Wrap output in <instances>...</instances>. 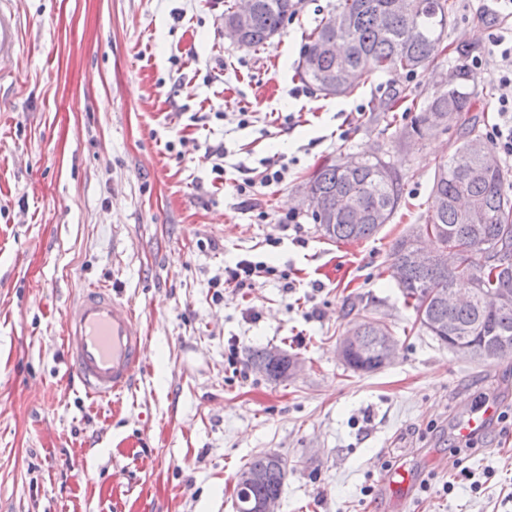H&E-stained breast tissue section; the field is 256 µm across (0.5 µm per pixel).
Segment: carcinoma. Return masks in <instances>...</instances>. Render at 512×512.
Masks as SVG:
<instances>
[{
	"label": "carcinoma",
	"mask_w": 512,
	"mask_h": 512,
	"mask_svg": "<svg viewBox=\"0 0 512 512\" xmlns=\"http://www.w3.org/2000/svg\"><path fill=\"white\" fill-rule=\"evenodd\" d=\"M414 13L403 15L398 0H336L333 10L320 21L304 44L299 71L304 80L325 95L352 93L358 82L372 76L397 72L414 73L436 61L452 5L448 0H408ZM255 12L247 23L244 40L258 49L280 34L288 15L296 11L295 0H255ZM454 84L436 88L430 97L410 100L408 110L416 112L413 134L422 137L436 130L435 122H453L459 144L448 160L440 163L432 187V210L422 228L443 250L451 249L456 265L450 269L439 262L422 270L409 260L408 234L392 245V266L406 269L397 283L406 306L413 309L415 322L441 345L456 351L457 337H467L476 353L499 339V356L512 355V304L487 310L477 304L448 308L440 295L453 286H463L472 278L482 287L504 290L512 295V277L492 273L501 259L512 262V185L502 169L484 167L482 158L468 151L470 142H481L493 151L486 134L480 131L479 117L472 114L477 95L469 85V73L457 66ZM307 209L324 237L336 242L367 240L377 234L401 207L402 177L395 165L381 156L361 157L352 168L336 160L323 166L308 181ZM344 195L357 202L355 210L333 213L336 197ZM362 348L351 354L345 365L355 372L379 370L381 349L378 330L365 317L355 327ZM248 363L260 375L276 381L290 361L273 358L267 348L252 350ZM243 471L262 479L236 482V512H247L251 501L282 493L288 474L287 462L265 452L254 455Z\"/></svg>",
	"instance_id": "1"
}]
</instances>
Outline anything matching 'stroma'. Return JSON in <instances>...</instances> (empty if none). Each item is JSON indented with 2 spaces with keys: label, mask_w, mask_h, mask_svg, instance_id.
I'll list each match as a JSON object with an SVG mask.
<instances>
[{
  "label": "stroma",
  "mask_w": 512,
  "mask_h": 512,
  "mask_svg": "<svg viewBox=\"0 0 512 512\" xmlns=\"http://www.w3.org/2000/svg\"><path fill=\"white\" fill-rule=\"evenodd\" d=\"M336 0H300L280 35L243 49L224 0H12L18 41L0 77V512H235L254 454L288 464L276 512H374L400 471L429 491L385 512H512V356L463 359L419 330L390 274L396 239L425 222L455 129L411 135L390 88L426 98L437 64L315 92L298 62ZM443 42L489 44L480 0H452ZM251 113L240 126V113ZM225 179H256L243 203ZM384 150L403 203L378 234L325 238L299 191L324 164ZM287 165L279 184L265 168ZM267 220H259L258 211ZM295 223H286L287 215ZM273 268L259 288L216 292L239 260ZM111 285L139 314L144 363L118 403H93L61 340L73 291ZM398 341L369 374L338 354L362 317ZM302 361L280 383L250 350ZM500 407L478 436L458 427Z\"/></svg>",
  "instance_id": "1"
}]
</instances>
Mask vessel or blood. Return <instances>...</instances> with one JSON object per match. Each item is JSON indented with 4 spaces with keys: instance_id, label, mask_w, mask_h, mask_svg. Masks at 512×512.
<instances>
[{
    "instance_id": "vessel-or-blood-1",
    "label": "vessel or blood",
    "mask_w": 512,
    "mask_h": 512,
    "mask_svg": "<svg viewBox=\"0 0 512 512\" xmlns=\"http://www.w3.org/2000/svg\"><path fill=\"white\" fill-rule=\"evenodd\" d=\"M15 16L0 6V63L14 47ZM63 346L68 370L87 396L106 399L134 383L142 363L146 339L131 306L112 288L89 285L69 302L63 316ZM498 409L483 405L461 422L459 432L470 437L484 431Z\"/></svg>"
}]
</instances>
